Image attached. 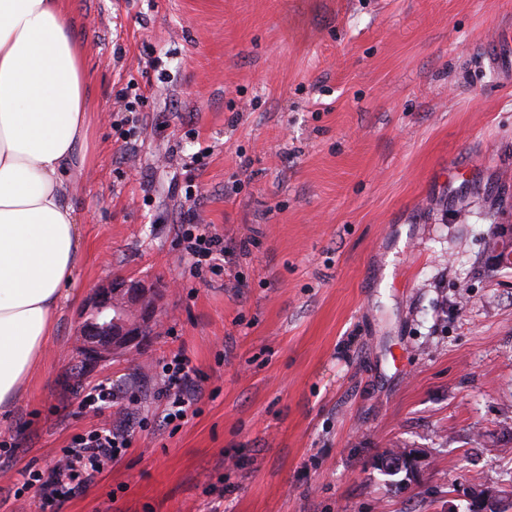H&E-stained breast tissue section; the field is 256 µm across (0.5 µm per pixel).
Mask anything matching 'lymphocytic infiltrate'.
<instances>
[{
	"instance_id": "obj_1",
	"label": "lymphocytic infiltrate",
	"mask_w": 512,
	"mask_h": 512,
	"mask_svg": "<svg viewBox=\"0 0 512 512\" xmlns=\"http://www.w3.org/2000/svg\"><path fill=\"white\" fill-rule=\"evenodd\" d=\"M185 199L189 206L182 214L177 244L192 258L190 272L195 276L205 270L214 274L221 272L224 239L212 233L208 225L197 223L196 207L200 203L197 185L187 184ZM200 378L199 371L190 367L184 354H174L162 365L154 398L165 405V424L197 415V404L202 396ZM80 405L98 412L115 407L119 413L115 419L73 436L70 445L50 467L26 468L24 482L19 487L8 488V495L18 498L23 491L31 490L44 503L60 505L95 484L104 470L119 462L132 445L134 428L144 424L137 397L128 395L124 386L113 383L108 377L84 387Z\"/></svg>"
}]
</instances>
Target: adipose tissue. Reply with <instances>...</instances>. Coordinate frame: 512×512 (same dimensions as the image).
<instances>
[{"mask_svg":"<svg viewBox=\"0 0 512 512\" xmlns=\"http://www.w3.org/2000/svg\"><path fill=\"white\" fill-rule=\"evenodd\" d=\"M85 45L63 0H0V414L45 355L83 256Z\"/></svg>","mask_w":512,"mask_h":512,"instance_id":"obj_1","label":"adipose tissue"}]
</instances>
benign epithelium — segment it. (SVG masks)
<instances>
[{
	"instance_id": "7a95c632",
	"label": "benign epithelium",
	"mask_w": 512,
	"mask_h": 512,
	"mask_svg": "<svg viewBox=\"0 0 512 512\" xmlns=\"http://www.w3.org/2000/svg\"><path fill=\"white\" fill-rule=\"evenodd\" d=\"M95 320L84 323L82 350L92 362L136 347L144 327L154 321L155 306L147 288L115 279L96 289L92 297ZM479 512H506L499 495L489 490L474 493Z\"/></svg>"
}]
</instances>
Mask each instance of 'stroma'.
Listing matches in <instances>:
<instances>
[{
    "mask_svg": "<svg viewBox=\"0 0 512 512\" xmlns=\"http://www.w3.org/2000/svg\"><path fill=\"white\" fill-rule=\"evenodd\" d=\"M88 50L84 238L42 365L0 419V488L99 417L109 376L145 428L59 512H468L512 494V0H65ZM144 96L134 114L128 85ZM198 223L234 246L192 276ZM247 251H237L240 241ZM154 287L159 333L83 365L96 288ZM186 355L200 412L159 424ZM412 449L414 477L384 474ZM191 182L192 180H189L190 184H187L185 189V199L191 204L183 211L177 246L192 257L190 273L193 276H200L204 267L217 274L224 270V253L228 254L232 249L224 247V238L213 234L208 225L196 224L195 208L200 204L201 193L199 187Z\"/></svg>",
    "mask_w": 512,
    "mask_h": 512,
    "instance_id": "stroma-1",
    "label": "stroma"
}]
</instances>
